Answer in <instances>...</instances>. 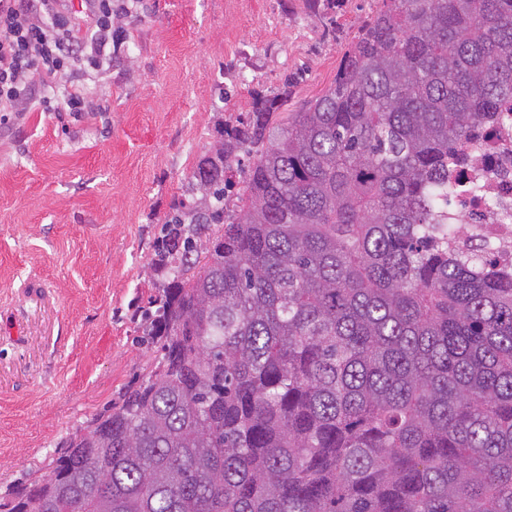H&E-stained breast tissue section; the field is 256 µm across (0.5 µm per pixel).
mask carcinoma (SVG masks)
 <instances>
[{"label":"carcinoma","mask_w":512,"mask_h":512,"mask_svg":"<svg viewBox=\"0 0 512 512\" xmlns=\"http://www.w3.org/2000/svg\"><path fill=\"white\" fill-rule=\"evenodd\" d=\"M504 99L512 0H381L320 96L257 95L155 239L158 358L0 512H512V276L442 207Z\"/></svg>","instance_id":"carcinoma-1"}]
</instances>
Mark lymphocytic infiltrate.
Masks as SVG:
<instances>
[{"instance_id":"1","label":"lymphocytic infiltrate","mask_w":512,"mask_h":512,"mask_svg":"<svg viewBox=\"0 0 512 512\" xmlns=\"http://www.w3.org/2000/svg\"><path fill=\"white\" fill-rule=\"evenodd\" d=\"M130 15L122 0H0V124L37 106L98 111L89 83L111 69Z\"/></svg>"}]
</instances>
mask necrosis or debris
I'll list each match as a JSON object with an SVG mask.
<instances>
[{
    "instance_id": "1",
    "label": "necrosis or debris",
    "mask_w": 512,
    "mask_h": 512,
    "mask_svg": "<svg viewBox=\"0 0 512 512\" xmlns=\"http://www.w3.org/2000/svg\"><path fill=\"white\" fill-rule=\"evenodd\" d=\"M467 166L452 178L448 215L465 219L455 240L512 272V116L496 113L466 146Z\"/></svg>"
}]
</instances>
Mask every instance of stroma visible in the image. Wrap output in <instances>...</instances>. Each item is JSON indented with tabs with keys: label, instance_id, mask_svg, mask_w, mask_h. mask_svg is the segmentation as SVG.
<instances>
[{
	"label": "stroma",
	"instance_id": "35a3bbf8",
	"mask_svg": "<svg viewBox=\"0 0 512 512\" xmlns=\"http://www.w3.org/2000/svg\"><path fill=\"white\" fill-rule=\"evenodd\" d=\"M378 0H143L106 112L0 127V491L32 482L157 355L133 314L154 290L159 221L219 123L254 92L287 111L328 89Z\"/></svg>",
	"mask_w": 512,
	"mask_h": 512
}]
</instances>
